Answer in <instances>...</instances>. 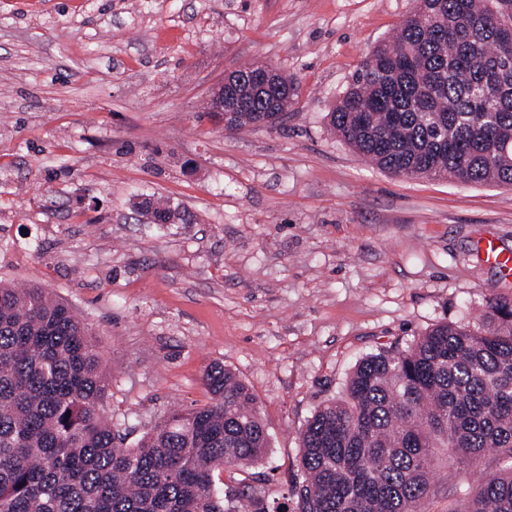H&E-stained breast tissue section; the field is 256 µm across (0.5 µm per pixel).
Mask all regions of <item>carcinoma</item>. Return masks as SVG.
<instances>
[{
	"label": "carcinoma",
	"instance_id": "cac0c4a2",
	"mask_svg": "<svg viewBox=\"0 0 512 512\" xmlns=\"http://www.w3.org/2000/svg\"><path fill=\"white\" fill-rule=\"evenodd\" d=\"M258 69H237L227 122L239 129L293 100L285 75L249 81ZM328 117L395 176L512 187V0H416ZM484 322L439 323L362 358L300 433L294 512H425L442 452L450 470L489 452L499 465L448 512H512V298H490ZM203 380L210 403L123 448L88 325L38 286L0 284V512H277L244 478L217 485L261 462L269 436L232 371L211 364Z\"/></svg>",
	"mask_w": 512,
	"mask_h": 512
}]
</instances>
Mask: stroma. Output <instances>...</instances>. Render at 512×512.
<instances>
[{
  "label": "stroma",
  "mask_w": 512,
  "mask_h": 512,
  "mask_svg": "<svg viewBox=\"0 0 512 512\" xmlns=\"http://www.w3.org/2000/svg\"><path fill=\"white\" fill-rule=\"evenodd\" d=\"M415 0H0V282L50 291L111 360L131 448L206 405L214 362L252 390L270 446L249 474L293 506L299 433L356 362L436 324L479 332L512 278V188L384 172L328 127ZM250 60L295 88L271 128L197 120ZM191 221L145 224L138 194ZM477 250L483 261L498 269L504 276L512 274V253L500 250L495 238L479 240Z\"/></svg>",
  "instance_id": "1"
}]
</instances>
